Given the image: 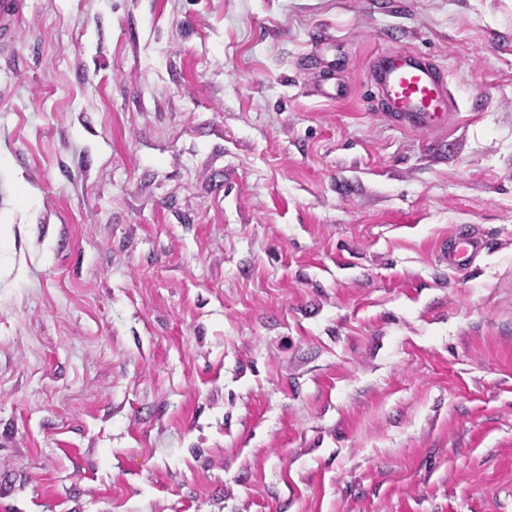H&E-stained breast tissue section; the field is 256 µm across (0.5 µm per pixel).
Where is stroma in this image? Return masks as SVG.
<instances>
[{
    "mask_svg": "<svg viewBox=\"0 0 512 512\" xmlns=\"http://www.w3.org/2000/svg\"><path fill=\"white\" fill-rule=\"evenodd\" d=\"M1 181L12 512H512V0H22ZM370 83L381 104L379 114L401 130L444 135L461 114L445 68L403 46L376 56ZM489 249L485 238L474 230H460L452 237L443 240L439 252L443 260L448 261V268L466 273Z\"/></svg>",
    "mask_w": 512,
    "mask_h": 512,
    "instance_id": "1",
    "label": "stroma"
}]
</instances>
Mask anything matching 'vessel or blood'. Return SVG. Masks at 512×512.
Segmentation results:
<instances>
[{"label": "vessel or blood", "mask_w": 512, "mask_h": 512, "mask_svg": "<svg viewBox=\"0 0 512 512\" xmlns=\"http://www.w3.org/2000/svg\"><path fill=\"white\" fill-rule=\"evenodd\" d=\"M21 10V0H0L1 43L14 37ZM370 83L381 115L401 130L443 135L459 118L452 81L430 56L402 46L384 50L372 63ZM487 249L485 238L472 230L458 231L439 245L449 269L458 272L470 270Z\"/></svg>", "instance_id": "b4317fda"}]
</instances>
